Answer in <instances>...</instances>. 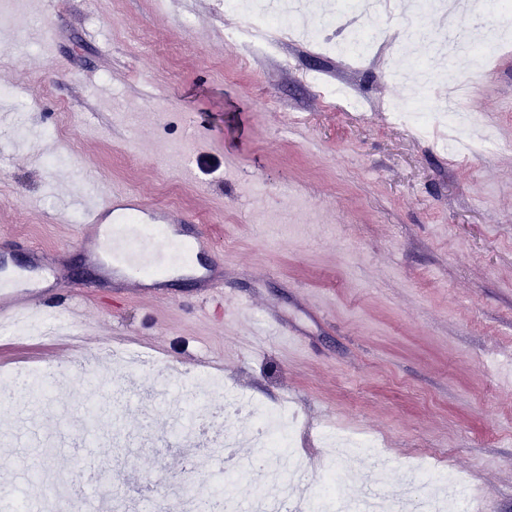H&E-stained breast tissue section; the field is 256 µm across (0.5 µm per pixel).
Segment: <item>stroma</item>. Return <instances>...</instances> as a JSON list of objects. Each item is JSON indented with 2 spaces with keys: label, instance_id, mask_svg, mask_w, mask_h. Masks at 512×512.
<instances>
[{
  "label": "stroma",
  "instance_id": "obj_1",
  "mask_svg": "<svg viewBox=\"0 0 512 512\" xmlns=\"http://www.w3.org/2000/svg\"><path fill=\"white\" fill-rule=\"evenodd\" d=\"M239 21L221 0H0V88L21 91L0 99V253L11 258L0 278L40 250L57 271L40 319L77 309L85 321L75 341L0 335V376L49 362L65 378L35 408L0 384L15 421L0 440V499L29 512L54 499L36 466L91 512L102 493L136 496L133 469L215 491L218 475L190 471L168 436L208 400L248 470L259 453L248 422L224 415L235 391L288 408L312 471L344 472L345 500L361 501L376 461L324 447L326 429L376 441L388 498L435 465L470 489L474 512H512V48L481 66L455 60L473 86L467 110L497 147L451 156L390 114L422 89L396 84L387 63L435 70L422 44L395 39L353 61L287 40L266 56L226 39ZM312 72L366 111L326 98ZM115 190L199 224L216 284L176 276L153 298L94 271L77 242L83 205ZM230 295L249 323L235 322ZM117 337L158 369L129 384L108 354ZM208 358L222 360L224 390L156 405L167 370L191 381ZM75 361L111 379L128 447L75 429L89 398ZM51 414L61 437L43 454Z\"/></svg>",
  "mask_w": 512,
  "mask_h": 512
}]
</instances>
